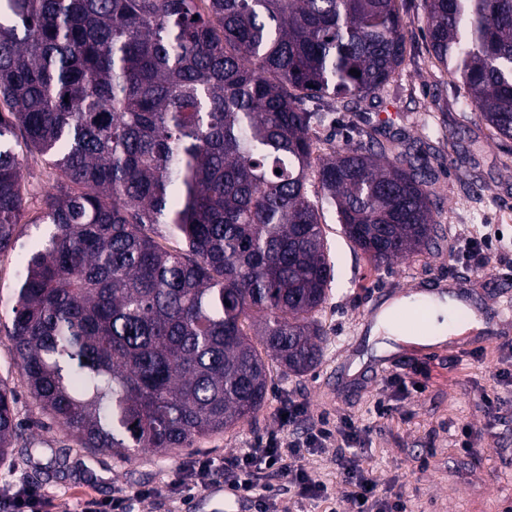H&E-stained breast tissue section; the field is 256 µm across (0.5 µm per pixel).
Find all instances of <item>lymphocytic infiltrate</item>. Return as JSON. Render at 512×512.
I'll return each instance as SVG.
<instances>
[{"instance_id": "obj_1", "label": "lymphocytic infiltrate", "mask_w": 512, "mask_h": 512, "mask_svg": "<svg viewBox=\"0 0 512 512\" xmlns=\"http://www.w3.org/2000/svg\"><path fill=\"white\" fill-rule=\"evenodd\" d=\"M282 412L280 430L224 462L225 487L250 501L255 512H279L276 499L268 493L267 481L273 477L286 479L300 496L326 498V486L312 477L304 460L333 445L339 449L338 467L348 491L332 512H403L401 496H377L378 481L364 466L372 434L365 418L344 415L333 421L327 414L293 401Z\"/></svg>"}]
</instances>
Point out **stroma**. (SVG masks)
I'll return each instance as SVG.
<instances>
[{
	"label": "stroma",
	"instance_id": "35a3bbf8",
	"mask_svg": "<svg viewBox=\"0 0 512 512\" xmlns=\"http://www.w3.org/2000/svg\"><path fill=\"white\" fill-rule=\"evenodd\" d=\"M398 7L406 31V60L378 99L364 103L359 124L422 145L435 177V218L443 229L439 249L373 269L342 234L335 210L324 208L321 223L335 274L319 315L327 336L316 368L303 376L272 369L273 387L253 419L200 438L192 447L164 454L146 451L130 461L82 448L41 411L19 371L11 338L0 328V376L15 390V412L25 430L12 455L0 463V486L17 480L34 483L44 496L39 512H81L90 498L100 512H112V494L119 489L150 490L137 512H185L186 503L201 492L172 486L173 472L202 458L220 465L240 454L255 439L278 429V410L291 399L333 419L344 413L370 417L373 433L366 462L379 482L378 493L400 487L408 512H512V408L505 405L489 415L484 405L488 396L512 398V385L494 375L501 340L470 328L469 314L457 308L451 316L473 349L470 357L456 360L440 352L401 371L394 386L372 375L392 357L380 348L384 336L370 333L377 311L391 297L453 280L465 283L482 301L512 300V251L482 269L455 248L458 234L474 224L495 225L504 241L512 242V141L490 138L479 111L461 106L463 89L434 66L423 34L422 0H398ZM454 132L463 139L481 137L475 169L436 161V154H448V136ZM23 174L32 197L18 227L16 250L0 253V314L17 283L18 251L48 230L36 218L39 200L52 183L51 169L39 155L30 154L24 158ZM358 357L363 366L357 373L337 376L338 366H350ZM379 398L393 405L392 417H371ZM487 422L492 432L478 440L476 452L456 447L455 429Z\"/></svg>",
	"mask_w": 512,
	"mask_h": 512
}]
</instances>
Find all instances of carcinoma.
Returning <instances> with one entry per match:
<instances>
[{"label": "carcinoma", "instance_id": "1", "mask_svg": "<svg viewBox=\"0 0 512 512\" xmlns=\"http://www.w3.org/2000/svg\"><path fill=\"white\" fill-rule=\"evenodd\" d=\"M423 9L462 104L512 140V0ZM404 62L397 0H0V253L28 194L13 141L54 170L8 327L41 410L131 460L253 417L273 367L313 370L319 203L376 269L442 240L418 149L350 125L319 154L317 128ZM14 404L0 377V460L23 438Z\"/></svg>", "mask_w": 512, "mask_h": 512}]
</instances>
